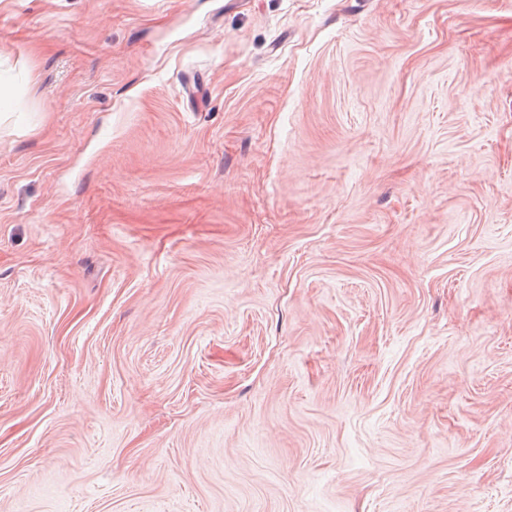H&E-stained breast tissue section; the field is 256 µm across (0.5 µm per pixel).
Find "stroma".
Returning a JSON list of instances; mask_svg holds the SVG:
<instances>
[{"mask_svg": "<svg viewBox=\"0 0 512 512\" xmlns=\"http://www.w3.org/2000/svg\"><path fill=\"white\" fill-rule=\"evenodd\" d=\"M0 512H512V0H0Z\"/></svg>", "mask_w": 512, "mask_h": 512, "instance_id": "obj_1", "label": "stroma"}]
</instances>
